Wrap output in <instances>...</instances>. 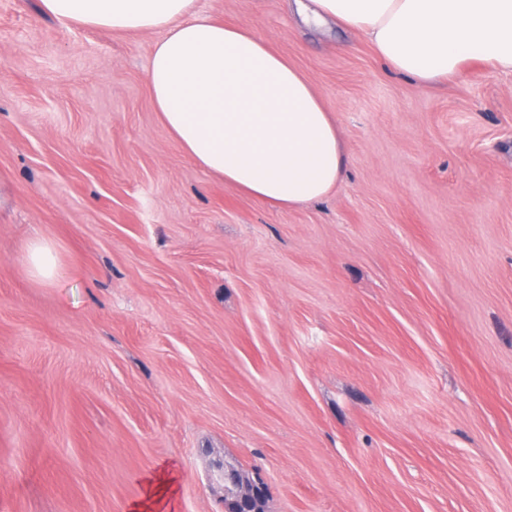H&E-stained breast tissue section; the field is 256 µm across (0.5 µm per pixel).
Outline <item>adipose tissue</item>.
I'll return each instance as SVG.
<instances>
[{"instance_id":"obj_1","label":"adipose tissue","mask_w":512,"mask_h":512,"mask_svg":"<svg viewBox=\"0 0 512 512\" xmlns=\"http://www.w3.org/2000/svg\"><path fill=\"white\" fill-rule=\"evenodd\" d=\"M197 0H41L64 24L154 32L147 82L160 121L200 168L292 208L342 178L336 121L305 75L247 26ZM307 24L360 34L394 73L423 85L490 64L512 72V0H308Z\"/></svg>"}]
</instances>
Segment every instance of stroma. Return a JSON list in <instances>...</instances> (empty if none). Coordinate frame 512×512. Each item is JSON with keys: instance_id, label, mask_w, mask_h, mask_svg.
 Segmentation results:
<instances>
[{"instance_id": "stroma-1", "label": "stroma", "mask_w": 512, "mask_h": 512, "mask_svg": "<svg viewBox=\"0 0 512 512\" xmlns=\"http://www.w3.org/2000/svg\"><path fill=\"white\" fill-rule=\"evenodd\" d=\"M333 112L290 209L187 158L153 32L0 0V512H512V73L428 87L289 0H198ZM64 274L41 283L30 241ZM29 273L35 280L48 282L60 275L61 267L51 243L43 239L34 240L28 250ZM226 481L233 490L229 491L224 487L225 512H255L258 509L262 499V489L258 480H251L234 472H224V483Z\"/></svg>"}]
</instances>
